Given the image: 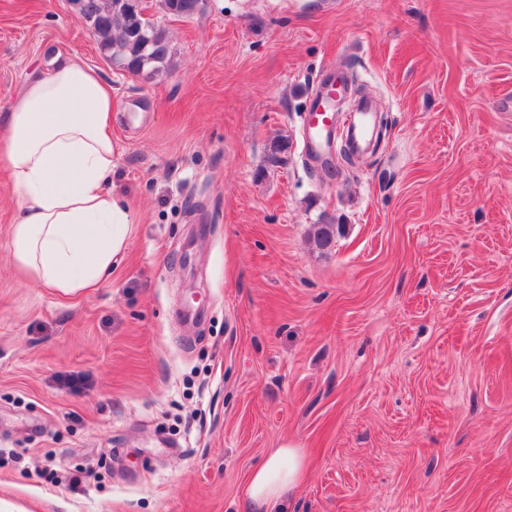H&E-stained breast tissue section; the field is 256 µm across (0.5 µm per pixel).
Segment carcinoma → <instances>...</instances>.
I'll return each instance as SVG.
<instances>
[{"label": "carcinoma", "mask_w": 512, "mask_h": 512, "mask_svg": "<svg viewBox=\"0 0 512 512\" xmlns=\"http://www.w3.org/2000/svg\"><path fill=\"white\" fill-rule=\"evenodd\" d=\"M198 2L161 0V6L167 14L188 18L195 14ZM133 7L131 0H83L85 16L94 18L91 31L101 51L127 73L151 81L168 69L170 41L166 29L150 20L134 27ZM339 233V224H315L311 240L317 248L329 250Z\"/></svg>", "instance_id": "carcinoma-1"}]
</instances>
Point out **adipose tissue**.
Instances as JSON below:
<instances>
[{
	"label": "adipose tissue",
	"mask_w": 512,
	"mask_h": 512,
	"mask_svg": "<svg viewBox=\"0 0 512 512\" xmlns=\"http://www.w3.org/2000/svg\"><path fill=\"white\" fill-rule=\"evenodd\" d=\"M111 125V89L75 61L31 78L0 124V166L18 202L11 260L64 295L97 287L127 245L131 213L110 187ZM303 469L301 449L278 448L250 476L251 512H275Z\"/></svg>",
	"instance_id": "ef3b65f1"
}]
</instances>
